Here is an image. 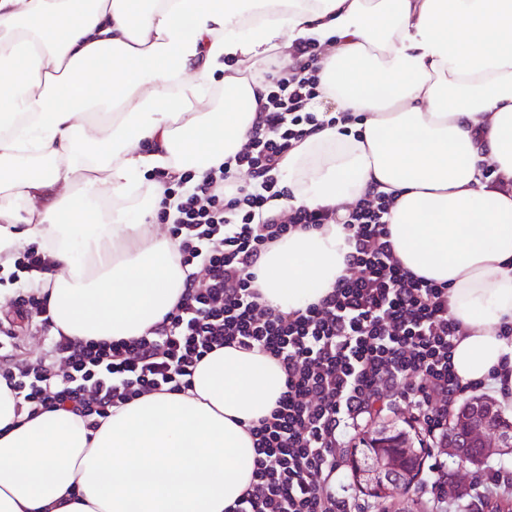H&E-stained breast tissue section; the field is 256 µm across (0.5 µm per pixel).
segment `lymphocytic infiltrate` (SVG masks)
I'll list each match as a JSON object with an SVG mask.
<instances>
[{
    "label": "lymphocytic infiltrate",
    "instance_id": "1",
    "mask_svg": "<svg viewBox=\"0 0 512 512\" xmlns=\"http://www.w3.org/2000/svg\"><path fill=\"white\" fill-rule=\"evenodd\" d=\"M295 56L296 65L266 73V102L247 148L190 193L165 190L177 202L159 219L172 225L189 273L162 322L127 340L53 337L51 363L0 356V379L30 412L68 408L93 428L143 394L187 389L196 365L224 345L277 359L285 390L249 428L253 481L225 512H348L327 489L346 429L404 402L439 433L463 390L452 360L461 325L448 313V286L396 261L385 194L360 200L341 221L350 273L331 292L289 313L260 304L253 271L260 254L295 230L337 222L323 207L266 213L286 193L283 158L320 123L310 109L319 49L301 40ZM240 171L249 183L237 182Z\"/></svg>",
    "mask_w": 512,
    "mask_h": 512
}]
</instances>
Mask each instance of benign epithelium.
I'll return each instance as SVG.
<instances>
[{"label":"benign epithelium","mask_w":512,"mask_h":512,"mask_svg":"<svg viewBox=\"0 0 512 512\" xmlns=\"http://www.w3.org/2000/svg\"><path fill=\"white\" fill-rule=\"evenodd\" d=\"M464 423H453L447 447L453 449L452 464L462 467L467 448H478L488 458L494 452L512 448V424L504 425L496 406L481 400L471 401L464 408ZM375 450L353 464L358 484L371 494L386 495L395 487L414 483L410 467L418 455L412 439L397 438L374 443Z\"/></svg>","instance_id":"benign-epithelium-1"}]
</instances>
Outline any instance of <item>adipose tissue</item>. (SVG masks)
Wrapping results in <instances>:
<instances>
[{
  "instance_id": "ef3b65f1",
  "label": "adipose tissue",
  "mask_w": 512,
  "mask_h": 512,
  "mask_svg": "<svg viewBox=\"0 0 512 512\" xmlns=\"http://www.w3.org/2000/svg\"><path fill=\"white\" fill-rule=\"evenodd\" d=\"M316 40L320 99L364 117L316 128L283 159L268 209L393 195L401 265L448 286L465 328L461 383L489 380L512 342V0H0V258L24 242L56 262V329L134 338L185 287L160 235L165 187L135 207L127 184L188 171L201 183L247 142L266 101L262 66ZM221 83L228 111L208 92ZM338 224L298 230L261 255L263 300L291 311L347 273ZM190 388L115 409L98 428L29 414L0 386V512H224L252 482L248 427L284 390L276 359L224 346Z\"/></svg>"
}]
</instances>
